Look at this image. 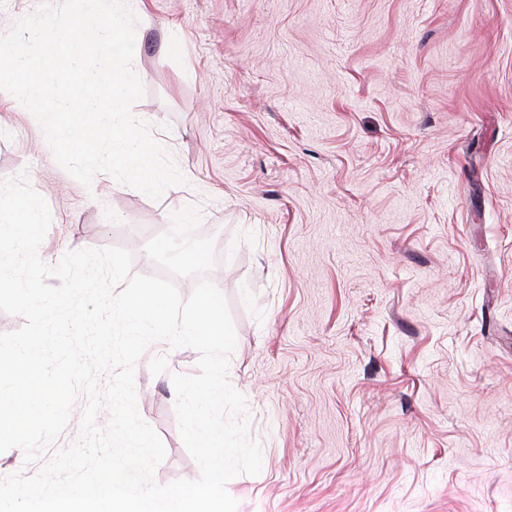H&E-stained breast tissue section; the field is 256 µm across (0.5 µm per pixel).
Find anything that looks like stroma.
Masks as SVG:
<instances>
[{
    "mask_svg": "<svg viewBox=\"0 0 512 512\" xmlns=\"http://www.w3.org/2000/svg\"><path fill=\"white\" fill-rule=\"evenodd\" d=\"M131 107L186 179L97 194L0 91V180L26 173L38 254L122 247L136 275L175 206L199 205L237 333L259 475L237 512H512V0H128ZM155 342L140 417L199 468Z\"/></svg>",
    "mask_w": 512,
    "mask_h": 512,
    "instance_id": "obj_1",
    "label": "stroma"
}]
</instances>
